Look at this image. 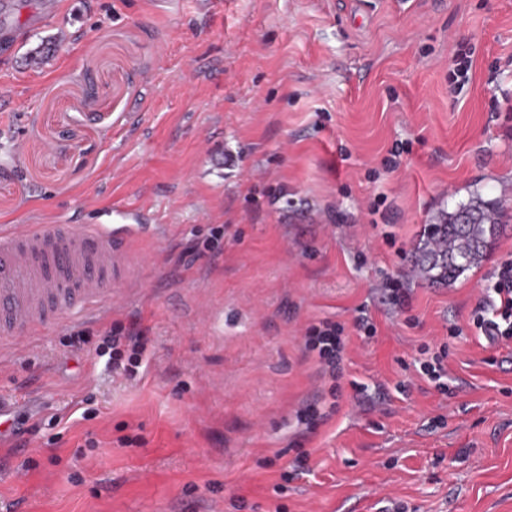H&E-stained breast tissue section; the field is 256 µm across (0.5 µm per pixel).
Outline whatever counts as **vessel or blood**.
Instances as JSON below:
<instances>
[{
	"label": "vessel or blood",
	"mask_w": 512,
	"mask_h": 512,
	"mask_svg": "<svg viewBox=\"0 0 512 512\" xmlns=\"http://www.w3.org/2000/svg\"><path fill=\"white\" fill-rule=\"evenodd\" d=\"M138 224L0 226V354L56 322L122 304L113 292Z\"/></svg>",
	"instance_id": "obj_1"
}]
</instances>
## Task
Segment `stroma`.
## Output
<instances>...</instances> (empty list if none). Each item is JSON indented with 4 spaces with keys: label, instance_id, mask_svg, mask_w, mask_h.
<instances>
[{
    "label": "stroma",
    "instance_id": "stroma-1",
    "mask_svg": "<svg viewBox=\"0 0 512 512\" xmlns=\"http://www.w3.org/2000/svg\"><path fill=\"white\" fill-rule=\"evenodd\" d=\"M12 3L0 225L120 209L164 232L132 242L122 309L0 358V408L39 426L30 451L0 437V512H512V341L467 329L512 259V0ZM474 192L507 220L433 284L412 255ZM391 278L408 310L379 294ZM323 318L350 338L335 383L303 349ZM116 322L153 341L133 380L97 350ZM442 342L444 394L411 368Z\"/></svg>",
    "mask_w": 512,
    "mask_h": 512
}]
</instances>
